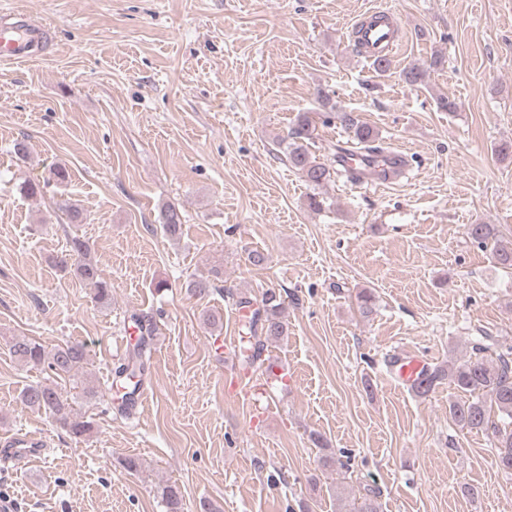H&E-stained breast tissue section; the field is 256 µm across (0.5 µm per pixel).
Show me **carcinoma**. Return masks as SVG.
<instances>
[{
	"label": "carcinoma",
	"instance_id": "cac0c4a2",
	"mask_svg": "<svg viewBox=\"0 0 512 512\" xmlns=\"http://www.w3.org/2000/svg\"><path fill=\"white\" fill-rule=\"evenodd\" d=\"M339 119L348 126L358 142L368 146L378 139V132L359 122L351 114L344 113ZM314 131L310 113L298 115L284 149L289 165L315 189L327 184L341 171L350 178H355L353 169L340 170L335 165L320 162L312 156L308 145L313 139ZM182 224L183 216L176 208L168 206L161 211L160 229L168 239H180ZM466 233L478 246L491 249L499 264L512 267V239L500 234L495 225L469 224ZM55 264L60 270L71 271L80 281L93 286L97 304L102 307L111 305L112 289L92 259L86 241L72 238L68 248L56 256ZM236 306L246 312L245 327L248 338L240 353L242 363L247 368L255 367L266 372L272 370V366L266 364L265 340L288 333L280 296L274 292H265L259 298L244 295L238 297ZM131 318L139 335L129 350L127 360L115 368L113 378L116 395L125 408L134 403V396L142 383L150 343L156 331L154 320L149 314L134 313ZM487 351L488 347L476 343L472 346V354L468 359L454 362L446 370H426L415 385V392L425 396L439 382L448 380V384L459 393V397L449 405L451 419L463 429L492 434L497 466L506 473H512V347L497 352L494 358L486 355ZM10 353L27 364L45 365L58 377L83 368L87 361L86 347L82 344L71 343L49 350L41 342L28 337L13 339ZM21 398L26 407L53 418L75 438L87 435L93 430L91 422L74 417L68 398L52 385L27 386L22 390ZM377 498L376 489L365 488V493L354 504L353 512H379ZM161 500L166 512H182V497L178 487L164 486Z\"/></svg>",
	"mask_w": 512,
	"mask_h": 512
}]
</instances>
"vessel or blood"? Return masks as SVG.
I'll list each match as a JSON object with an SVG mask.
<instances>
[{
  "instance_id": "obj_1",
  "label": "vessel or blood",
  "mask_w": 512,
  "mask_h": 512,
  "mask_svg": "<svg viewBox=\"0 0 512 512\" xmlns=\"http://www.w3.org/2000/svg\"><path fill=\"white\" fill-rule=\"evenodd\" d=\"M45 24L25 12L14 13L10 22L0 25V62H16L31 58L47 37ZM354 41L361 55L370 61L393 58L402 42V28L387 10L372 8L359 15L353 25ZM405 156L389 151L375 155L373 164L365 168L364 182L374 186L391 184L401 170ZM427 367L425 356L402 353L393 359L395 380L413 386ZM45 454V440L37 433L20 432L0 442V462L13 469L28 467Z\"/></svg>"
}]
</instances>
